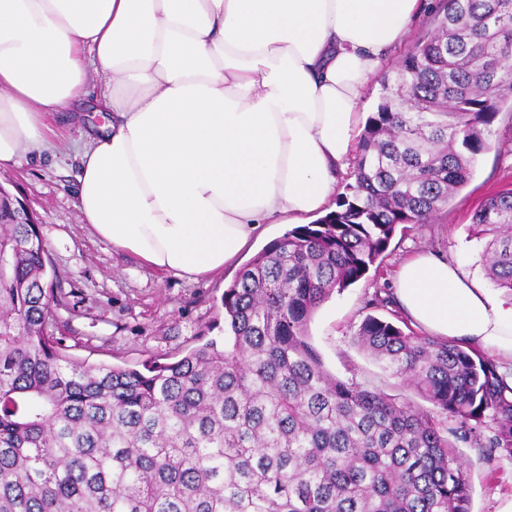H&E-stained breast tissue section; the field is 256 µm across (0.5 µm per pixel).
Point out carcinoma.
I'll use <instances>...</instances> for the list:
<instances>
[{
    "label": "carcinoma",
    "mask_w": 512,
    "mask_h": 512,
    "mask_svg": "<svg viewBox=\"0 0 512 512\" xmlns=\"http://www.w3.org/2000/svg\"><path fill=\"white\" fill-rule=\"evenodd\" d=\"M512 0H447L360 136L354 182L224 290V343L144 366L63 352L36 224L0 191V512H471L451 439L512 457V386L480 351L366 316L353 344L432 405L329 373L308 323L397 230L468 183L512 99ZM512 297V188L473 213ZM491 436L481 438L482 429Z\"/></svg>",
    "instance_id": "carcinoma-1"
}]
</instances>
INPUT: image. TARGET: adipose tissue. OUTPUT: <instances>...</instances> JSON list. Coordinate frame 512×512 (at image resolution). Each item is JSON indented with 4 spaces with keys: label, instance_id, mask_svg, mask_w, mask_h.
Masks as SVG:
<instances>
[{
    "label": "adipose tissue",
    "instance_id": "obj_1",
    "mask_svg": "<svg viewBox=\"0 0 512 512\" xmlns=\"http://www.w3.org/2000/svg\"><path fill=\"white\" fill-rule=\"evenodd\" d=\"M423 0H0V173L52 150V112L105 123L75 153L82 223L198 280L264 224L322 213L352 157L359 101ZM397 300L425 333L477 343L512 375V308L421 252Z\"/></svg>",
    "mask_w": 512,
    "mask_h": 512
}]
</instances>
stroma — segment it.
<instances>
[{"label": "stroma", "instance_id": "35a3bbf8", "mask_svg": "<svg viewBox=\"0 0 512 512\" xmlns=\"http://www.w3.org/2000/svg\"><path fill=\"white\" fill-rule=\"evenodd\" d=\"M443 4L444 0H425L408 36L391 51L383 73L393 74L413 44L432 31ZM100 122V116L88 109L56 113L52 126L58 143L53 153L1 173L0 186L38 220L47 270L60 291L53 311L67 355L135 369L150 360L173 362L207 340H223L222 297L239 269L230 266L197 281L164 275L113 249L81 223L74 155L87 128ZM490 141L492 147L479 157L470 182L444 213L431 223L396 233L375 278L333 294L315 312L308 335L328 372L345 381L400 393V386L352 344L351 336L366 315L390 318L391 307H373L369 301L377 293L393 296L394 273L405 259L439 250L455 258L471 276L485 280L481 262L485 240L477 235L471 215L487 196L512 185V160L497 151L498 145L512 144V102L499 114ZM456 452L470 466L472 512H496L499 502L512 496V458L484 460L481 448L472 442L458 443Z\"/></svg>", "mask_w": 512, "mask_h": 512}]
</instances>
